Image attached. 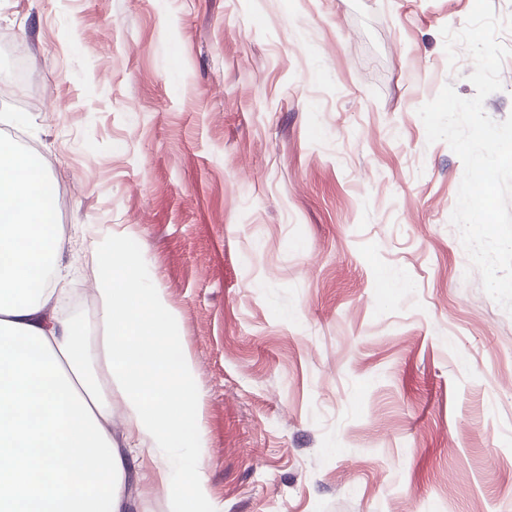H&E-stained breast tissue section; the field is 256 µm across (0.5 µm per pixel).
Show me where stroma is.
Returning <instances> with one entry per match:
<instances>
[{"label":"stroma","instance_id":"obj_1","mask_svg":"<svg viewBox=\"0 0 512 512\" xmlns=\"http://www.w3.org/2000/svg\"><path fill=\"white\" fill-rule=\"evenodd\" d=\"M475 0H0V139L179 314L212 512H512V315L417 110Z\"/></svg>","mask_w":512,"mask_h":512}]
</instances>
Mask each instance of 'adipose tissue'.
Wrapping results in <instances>:
<instances>
[{"mask_svg": "<svg viewBox=\"0 0 512 512\" xmlns=\"http://www.w3.org/2000/svg\"><path fill=\"white\" fill-rule=\"evenodd\" d=\"M30 152L0 148V512H131L164 460L173 512H205L206 432L178 316L121 239L97 247L93 341L55 315L67 243ZM125 414L112 433V398Z\"/></svg>", "mask_w": 512, "mask_h": 512, "instance_id": "adipose-tissue-1", "label": "adipose tissue"}]
</instances>
